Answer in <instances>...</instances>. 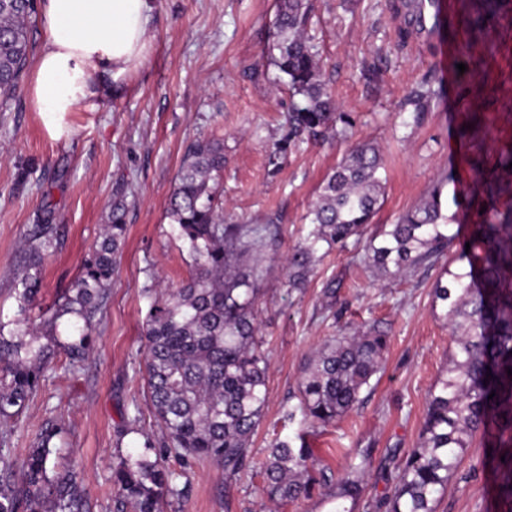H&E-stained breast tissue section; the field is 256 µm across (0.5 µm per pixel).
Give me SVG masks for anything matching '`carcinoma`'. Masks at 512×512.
I'll list each match as a JSON object with an SVG mask.
<instances>
[{
	"instance_id": "obj_1",
	"label": "carcinoma",
	"mask_w": 512,
	"mask_h": 512,
	"mask_svg": "<svg viewBox=\"0 0 512 512\" xmlns=\"http://www.w3.org/2000/svg\"><path fill=\"white\" fill-rule=\"evenodd\" d=\"M410 27L421 24L417 0L398 7ZM35 0H0V105L7 103L24 70L32 45L29 28ZM308 0H278L269 52L294 98L286 130L274 157L296 139H323L349 116L337 111L321 81L318 51L305 36ZM381 156L369 144L356 146L323 180L307 219L308 238L288 256L292 286L302 283L319 250L363 246L374 268L400 275L433 267L455 239L445 216L440 179L426 198L397 223L368 233L382 195ZM224 142L200 139L187 146L170 196L167 218L194 260L186 284L154 297L145 318L144 376L161 436L139 428V413L126 414L117 430L112 464L114 512H164L171 497H183L168 460L209 459L234 476L247 464L251 442L264 416L268 358L257 336L255 283L263 276L259 257L266 224L224 222L219 180ZM505 189L486 184V211L474 225L472 247L480 249L468 268L444 269L435 302L448 318L455 347L446 374L432 388L417 443L397 463L392 495L376 507L385 512H435L476 435L486 441L500 489L512 512V205H502ZM127 225L119 213L104 225L101 240L83 261L81 275L45 312L30 321L40 289L39 273L57 246L53 224H34L24 247L25 272L14 288V329L0 321V425L17 420L40 388L57 353L64 372L76 375L87 360L89 338L116 272ZM388 336L376 329L335 338L320 349L298 388V403L282 419L308 428L326 426L352 410L371 388ZM62 419L51 415L35 435L27 455L11 453L9 435L0 434V472L21 476V485L0 482V512H82L84 489L76 458L59 461L55 440ZM131 434L141 446L123 449ZM367 457L349 462L330 498L332 512H354L364 490ZM311 450L292 439L271 443L262 468L260 492L286 504L310 494Z\"/></svg>"
}]
</instances>
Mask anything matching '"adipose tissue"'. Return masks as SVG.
I'll list each match as a JSON object with an SVG mask.
<instances>
[{
  "label": "adipose tissue",
  "mask_w": 512,
  "mask_h": 512,
  "mask_svg": "<svg viewBox=\"0 0 512 512\" xmlns=\"http://www.w3.org/2000/svg\"><path fill=\"white\" fill-rule=\"evenodd\" d=\"M152 11V0H41L29 99L50 137L67 133L68 113L94 108L113 79L143 64Z\"/></svg>",
  "instance_id": "ef3b65f1"
}]
</instances>
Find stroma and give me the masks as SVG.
<instances>
[{"label":"stroma","instance_id":"obj_1","mask_svg":"<svg viewBox=\"0 0 512 512\" xmlns=\"http://www.w3.org/2000/svg\"><path fill=\"white\" fill-rule=\"evenodd\" d=\"M395 2L310 0L321 79L351 123L325 142L298 141L276 166L269 157L292 104L264 55L276 0H154L147 61L113 83L95 109L69 113L68 136H49L31 110L28 80L0 111V319L14 315L12 293L32 225L57 230L59 244L40 272L39 303L47 307L79 277L113 205L124 206L125 244L88 360L76 376L48 374L11 427L10 446L22 457L48 414L62 418L66 431L57 443L62 455L78 459L83 512H113V439L122 410L139 408L143 430H158L141 373L149 307L143 288L170 292L190 276L192 260L173 236L166 208L184 150L201 136L224 142L225 219L272 224L257 300L267 396L250 470L230 477L211 461L192 462L183 470L188 497L165 512H329L327 484L344 474L358 448L371 449L372 460L356 512H369L368 502L393 491L397 472L387 451L415 446L428 392L454 348L447 320L433 307L442 269L392 277L350 245L319 257L294 289L288 254L311 230L306 214L323 179L360 143L375 145L383 158L373 228L396 223L445 180L443 213L459 230L452 257L478 219L473 192L487 179L512 184V171L496 166L499 152L512 147V0H497L495 18L481 29L469 19L484 0H440L439 26L409 34ZM427 77L438 95L418 114L404 102ZM330 282L332 308L323 296ZM372 327L390 341L371 393L336 422L303 433L313 451L314 489L285 505L263 504L257 472L276 436L298 433L283 424L282 408L297 404L307 364L332 337ZM501 508L494 467L483 439L475 438L437 512Z\"/></svg>","mask_w":512,"mask_h":512}]
</instances>
